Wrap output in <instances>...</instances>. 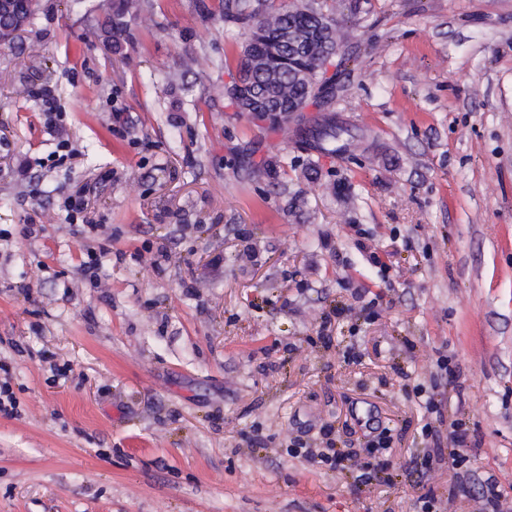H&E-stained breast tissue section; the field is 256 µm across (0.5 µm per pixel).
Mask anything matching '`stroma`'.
I'll return each mask as SVG.
<instances>
[{
    "label": "stroma",
    "instance_id": "35a3bbf8",
    "mask_svg": "<svg viewBox=\"0 0 512 512\" xmlns=\"http://www.w3.org/2000/svg\"><path fill=\"white\" fill-rule=\"evenodd\" d=\"M99 3L40 0L0 45V512H421L442 355L469 450L457 492L433 456L437 512H480L489 478L512 512V0H339L328 88L279 127L226 94L220 0H141L118 54ZM330 117L340 157L301 140ZM63 139L70 169L46 163ZM74 184L97 231L60 208ZM325 425L354 465L389 429L392 480L291 453ZM34 97H37L42 100L45 110V125L50 128H56L59 125L58 121H60L63 117L62 112H57L56 107V98L54 94V90L49 87H40L31 91ZM112 253L104 244H99L97 248H90L87 252V261L81 264V274L84 279L89 280L92 285L98 282V271L101 266V258L106 254ZM425 409L429 415L435 414V421L428 417V421L420 426V434L424 439H431L436 447L440 448L441 438H443L441 427L445 425L442 400L436 399L432 393L425 403ZM435 423H438V426Z\"/></svg>",
    "mask_w": 512,
    "mask_h": 512
}]
</instances>
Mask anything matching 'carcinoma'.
Instances as JSON below:
<instances>
[{"instance_id":"obj_1","label":"carcinoma","mask_w":512,"mask_h":512,"mask_svg":"<svg viewBox=\"0 0 512 512\" xmlns=\"http://www.w3.org/2000/svg\"><path fill=\"white\" fill-rule=\"evenodd\" d=\"M223 4L225 18L248 26L245 40L251 39L255 29L285 36L277 56H267L263 68L253 71L249 59L241 57L239 71L249 72L251 77L242 88L230 92L238 108L258 97L283 106L303 97L306 89L325 85L316 56L340 46L341 29L334 18L336 4L328 0L296 8L277 7L274 0H223ZM100 10L101 19L93 34L104 37L112 51L118 52L127 32V18L141 10L139 0H101ZM315 132L320 148L331 154L344 153V140L352 136L351 129L331 120Z\"/></svg>"}]
</instances>
